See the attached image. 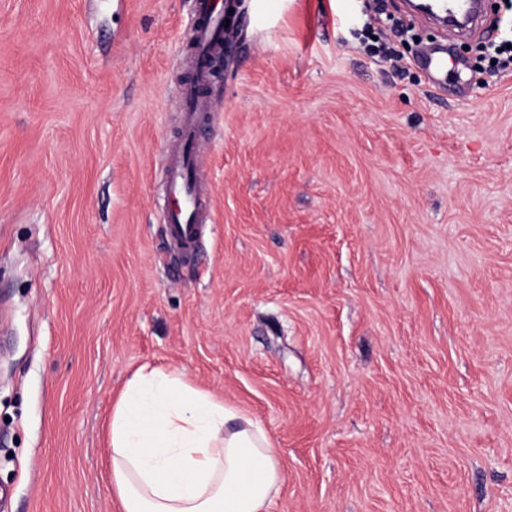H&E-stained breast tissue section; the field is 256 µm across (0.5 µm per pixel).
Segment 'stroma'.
I'll use <instances>...</instances> for the list:
<instances>
[{
  "instance_id": "stroma-1",
  "label": "stroma",
  "mask_w": 512,
  "mask_h": 512,
  "mask_svg": "<svg viewBox=\"0 0 512 512\" xmlns=\"http://www.w3.org/2000/svg\"><path fill=\"white\" fill-rule=\"evenodd\" d=\"M235 2L185 258L160 182L193 0H0V512H121L144 365L260 423L270 512H512V71L483 50L512 9L451 37L405 0H271L263 30ZM424 65L431 74L433 82H441L448 78V51L445 48H434L424 57Z\"/></svg>"
}]
</instances>
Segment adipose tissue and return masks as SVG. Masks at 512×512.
<instances>
[{
	"mask_svg": "<svg viewBox=\"0 0 512 512\" xmlns=\"http://www.w3.org/2000/svg\"><path fill=\"white\" fill-rule=\"evenodd\" d=\"M110 448L122 512H269L282 485L260 424L176 369L145 365L126 382Z\"/></svg>",
	"mask_w": 512,
	"mask_h": 512,
	"instance_id": "adipose-tissue-1",
	"label": "adipose tissue"
}]
</instances>
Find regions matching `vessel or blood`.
<instances>
[{
	"instance_id": "b4317fda",
	"label": "vessel or blood",
	"mask_w": 512,
	"mask_h": 512,
	"mask_svg": "<svg viewBox=\"0 0 512 512\" xmlns=\"http://www.w3.org/2000/svg\"><path fill=\"white\" fill-rule=\"evenodd\" d=\"M441 19L450 27L467 28L475 20L478 0H439ZM195 22L191 27L195 81L183 93L184 120L170 156L163 183V213L166 232L183 253L194 252L206 221L207 200L197 156L201 147L199 130L202 118L212 110L211 101L202 91L209 83L210 56L222 52L228 13L224 0H194ZM424 65L432 81L448 77V52L438 47L429 51Z\"/></svg>"
}]
</instances>
